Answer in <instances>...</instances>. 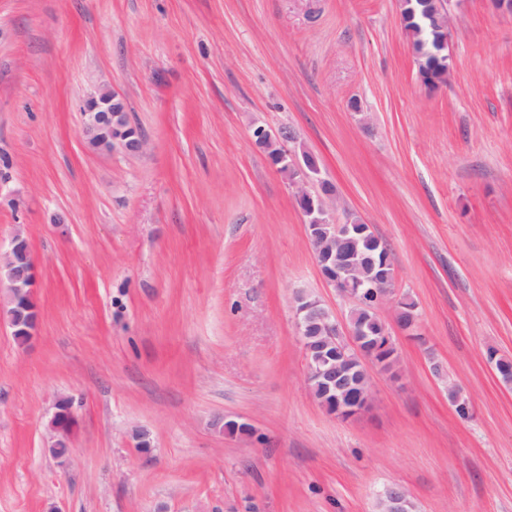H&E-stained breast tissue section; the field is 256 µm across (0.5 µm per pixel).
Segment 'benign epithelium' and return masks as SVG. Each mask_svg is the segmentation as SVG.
I'll return each instance as SVG.
<instances>
[{"label":"benign epithelium","mask_w":512,"mask_h":512,"mask_svg":"<svg viewBox=\"0 0 512 512\" xmlns=\"http://www.w3.org/2000/svg\"><path fill=\"white\" fill-rule=\"evenodd\" d=\"M414 0H398L397 21L401 27L414 22L417 10ZM423 18L435 22L445 38L439 44V53L448 60L446 34L451 27L448 0H428L422 9ZM421 86L434 93L448 86V68H418ZM82 134L87 149L97 153L137 154L143 151L146 140L132 121L123 95L111 85L99 82L80 104ZM281 148L280 161L287 162L294 176L288 184L295 189L294 198L304 204L303 211L307 238L314 246L315 265L326 285L334 288L352 305L372 313L387 305L393 309V326L379 323L377 336L356 329L350 317L340 319L324 303L315 298L295 308V325L305 356L306 370L312 363L322 364L315 355L317 347L332 346L336 362L352 356L368 365L381 367L379 357L393 340L392 331L402 336L419 335L420 322L416 308L406 305L398 291L395 261L388 248L375 247L378 235L370 224H339L327 211L326 199L335 195L334 189L321 181V169L308 163L309 150L298 144L293 131L271 132L257 128L254 144L266 150L270 144ZM6 270L7 293L0 296V320L8 324L11 335L20 345L31 343L36 335L39 306L35 293L37 264L27 236L17 230L10 249L0 253V271ZM372 402V391L363 389L349 396L336 397V416L351 419L367 411ZM76 427L72 401L63 399L48 423L52 444L49 451L57 458L70 453V442ZM387 512H402L407 498L406 490L393 485L385 493Z\"/></svg>","instance_id":"1"}]
</instances>
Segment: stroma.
<instances>
[{"instance_id":"obj_1","label":"stroma","mask_w":512,"mask_h":512,"mask_svg":"<svg viewBox=\"0 0 512 512\" xmlns=\"http://www.w3.org/2000/svg\"><path fill=\"white\" fill-rule=\"evenodd\" d=\"M450 10L430 93L397 0H0V251L29 236L41 308L29 345L0 325V512H378L395 484L411 512H512V386L486 356L512 357V17ZM100 78L142 153L86 151ZM259 126L318 156L337 223L372 225L418 304L351 420L313 398L293 313L349 302ZM76 427V417L72 410V401L63 399L57 403L56 411L48 423L52 444L49 451L57 458L70 453V442Z\"/></svg>"}]
</instances>
